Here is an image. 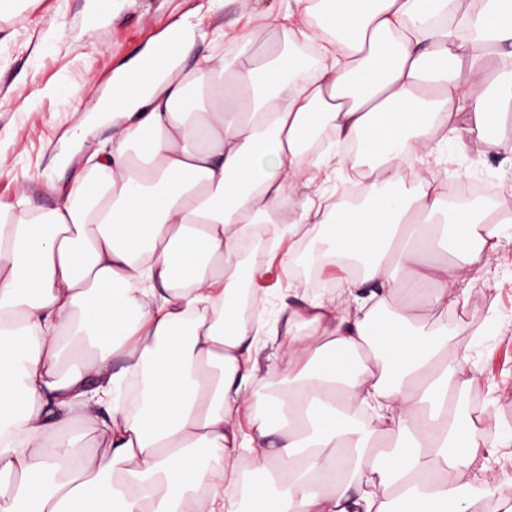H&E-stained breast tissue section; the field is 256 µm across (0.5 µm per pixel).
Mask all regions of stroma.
Masks as SVG:
<instances>
[{"mask_svg":"<svg viewBox=\"0 0 512 512\" xmlns=\"http://www.w3.org/2000/svg\"><path fill=\"white\" fill-rule=\"evenodd\" d=\"M278 0H22L0 15V201L26 193L32 203L52 207L90 176L88 158L111 146L120 125L96 111L112 93L115 78L132 68L148 50L162 43L167 30L185 20L201 21L205 32L183 60L194 67L202 57H231L241 32L252 34L257 52L275 38L269 16ZM225 34L215 44L210 34ZM436 174L450 187L472 180L497 187L512 185V154L480 151L469 134L449 142ZM352 179L350 164L323 169L314 184L302 187L286 210L317 195L335 199ZM288 242L275 259L252 254L246 280L263 272L272 308L297 300V282L287 264ZM456 292L467 297L470 318L458 310L427 309L397 295L394 307L420 320L425 329L460 325L480 329L478 337L458 334L466 354L464 376L471 385L462 410L487 432L480 460L491 469L504 494L512 496V223L505 225L497 252L480 270L466 274Z\"/></svg>","mask_w":512,"mask_h":512,"instance_id":"stroma-1","label":"stroma"}]
</instances>
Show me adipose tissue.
<instances>
[{
  "mask_svg": "<svg viewBox=\"0 0 512 512\" xmlns=\"http://www.w3.org/2000/svg\"><path fill=\"white\" fill-rule=\"evenodd\" d=\"M300 2L261 56L246 33L232 61L184 68L198 28L172 26L101 103L124 124L94 177L50 209L0 202V512H239L243 448L265 474L251 512H465L459 480L486 439L450 405L453 339L377 314L425 281V307L466 305L458 281L512 222L511 192L454 208L430 164L461 127L512 153L488 133L512 113V0ZM317 128L356 144L365 201L306 200L288 235L329 231L317 265L361 267L338 297L249 323L241 244L332 162L306 152ZM434 244L458 263L421 264ZM281 372L268 400L256 386ZM133 377L145 396L129 415ZM383 432L408 440L375 451Z\"/></svg>",
  "mask_w": 512,
  "mask_h": 512,
  "instance_id": "adipose-tissue-1",
  "label": "adipose tissue"
}]
</instances>
